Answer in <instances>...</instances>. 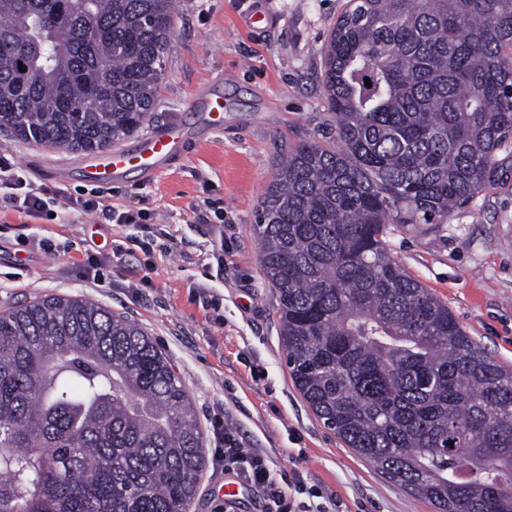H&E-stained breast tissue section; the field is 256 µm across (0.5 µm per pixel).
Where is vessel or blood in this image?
<instances>
[{
	"mask_svg": "<svg viewBox=\"0 0 512 512\" xmlns=\"http://www.w3.org/2000/svg\"><path fill=\"white\" fill-rule=\"evenodd\" d=\"M198 108L204 112L210 125L219 129L224 125V106L210 95H201ZM183 142V131L173 125L144 137L133 151L113 150L101 154L91 165L87 178L95 183H108L123 177L130 167L150 174L159 170L164 161L175 155Z\"/></svg>",
	"mask_w": 512,
	"mask_h": 512,
	"instance_id": "1",
	"label": "vessel or blood"
}]
</instances>
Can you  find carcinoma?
<instances>
[{
    "label": "carcinoma",
    "mask_w": 512,
    "mask_h": 512,
    "mask_svg": "<svg viewBox=\"0 0 512 512\" xmlns=\"http://www.w3.org/2000/svg\"><path fill=\"white\" fill-rule=\"evenodd\" d=\"M175 7L0 0V131L85 154L138 131ZM321 84L335 136L288 152L257 221L291 379L436 512H512V372L387 241L495 181L512 0H347ZM205 466L193 399L141 326L80 296L0 312V512H186Z\"/></svg>",
    "instance_id": "1"
}]
</instances>
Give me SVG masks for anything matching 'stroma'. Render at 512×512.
<instances>
[{
    "label": "stroma",
    "mask_w": 512,
    "mask_h": 512,
    "mask_svg": "<svg viewBox=\"0 0 512 512\" xmlns=\"http://www.w3.org/2000/svg\"><path fill=\"white\" fill-rule=\"evenodd\" d=\"M347 0H178L175 36L157 112L121 141L179 124L180 151L155 175L105 185L115 213L33 219L0 200V311L47 295H82L138 322L173 363L194 399L208 456L191 512H261L263 494L231 482L215 458L213 423L266 454L280 474L337 497L343 512H434L390 482L319 420L293 385L283 357L277 295L257 255L261 197L284 153L324 140L332 114L322 92V50ZM275 23L247 26L252 10ZM224 94V128L207 132L194 110L201 92ZM0 153L39 185L86 189V155L46 150L0 132ZM495 182L446 224L393 232L391 252L407 273L447 303L458 322L512 370V147L499 152ZM38 234L50 250L27 253ZM152 245L143 253L139 241ZM111 252L97 283L80 268L87 252Z\"/></svg>",
    "instance_id": "35a3bbf8"
}]
</instances>
